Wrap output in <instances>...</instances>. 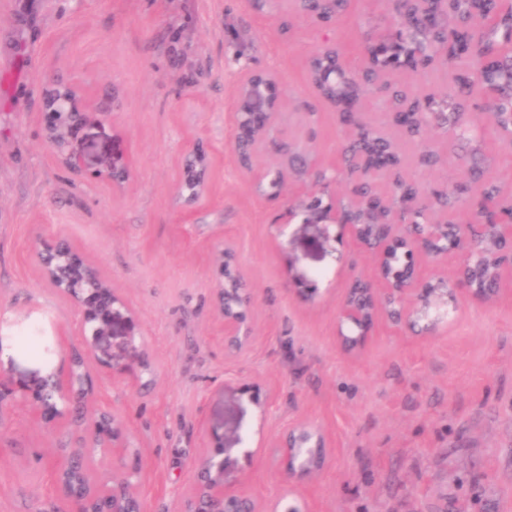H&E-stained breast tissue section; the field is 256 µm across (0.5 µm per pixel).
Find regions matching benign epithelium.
I'll use <instances>...</instances> for the list:
<instances>
[{
    "mask_svg": "<svg viewBox=\"0 0 512 512\" xmlns=\"http://www.w3.org/2000/svg\"><path fill=\"white\" fill-rule=\"evenodd\" d=\"M273 11H292L314 23L321 20L318 5L326 0H271ZM455 0H387L389 22L380 33L367 36L362 50L361 68L377 67L380 59H392L401 47L416 46L407 24V7H418L417 14L447 21L448 6ZM512 22V0H497L494 13L484 16V28L469 31L468 59L474 75L469 96L473 106L496 111V138L512 143V88L506 83H493L485 70L494 63L512 61V50L494 53L486 49L498 36L512 47V27L502 26L504 19ZM426 57L419 70L456 65L448 50V37H432L424 41ZM308 80L347 127V142L353 140V120L358 118L362 100L381 85L364 82L363 73L352 71L344 53L336 44L324 42L306 57ZM342 84H354L361 93L348 104L336 95ZM262 86L279 88L277 76L268 70L246 72L238 87L237 98L249 94L252 109L261 117V141L253 145L242 126V112L233 113V148L238 163L250 176L253 192L282 200L279 220H294L312 225L326 236L329 228L338 229L333 238H350L373 260L374 274L359 276L347 289L336 310L338 341L346 352L360 351L374 335L375 327L385 322L397 336L428 340L448 325L450 311L457 309L458 298L465 296L486 306L494 305L504 291L512 288V193L501 194L499 204L485 200L471 207V219L464 223H448V212L431 224H417L415 217L421 207L439 206L436 195L421 194L411 198L403 195L398 167L379 171L377 156L386 140L377 138L349 152L347 174L357 182L351 198L346 201L331 196L336 169L317 163L315 158L294 149L282 140L278 119L285 111L281 92L272 97L258 93ZM442 100L432 94L411 100L404 114L419 124H426L438 112ZM63 107L76 108L80 119L63 129L62 139L45 137L47 145L70 170H81V161L69 150L77 129L96 122L102 111L90 108L78 97L63 96ZM455 135L482 144L484 128L465 121L452 124ZM274 153L279 159L275 168L254 167L253 155ZM210 159L202 151H193L184 166V177L176 188L182 197L180 218L193 212L192 206L208 194ZM458 259L454 271H445L448 257ZM43 277L59 293L69 297L78 307L83 323L81 349L71 355L65 370L24 372L14 368L12 360L0 357V418L17 402L28 405L37 418L53 426L77 423L83 427V438L75 448H59L61 462L54 466V482L62 499L72 512H146L137 487L127 478L104 483L91 470L89 449L101 443L103 448L129 453L126 430L113 414L94 407V386L89 365L105 372L121 374L124 356L141 359L143 335L136 317L127 307L112 283L102 281L103 288L83 292L76 288L78 277H100L98 269L65 238H59L36 253ZM219 314L224 319V341L235 353L247 350L252 342L251 312L255 294L245 286L239 272L231 282L216 288ZM291 291L310 301L319 294L317 281L300 278ZM211 441L204 449L197 466L194 485L186 495L182 512H308L301 499L282 497L260 502L245 491L231 487L227 476V457L231 448L224 436V422L217 420L210 427ZM327 440L323 429L310 421L294 425L284 442L275 449L276 464L290 480L312 481L319 477L327 463Z\"/></svg>",
    "mask_w": 512,
    "mask_h": 512,
    "instance_id": "obj_1",
    "label": "benign epithelium"
}]
</instances>
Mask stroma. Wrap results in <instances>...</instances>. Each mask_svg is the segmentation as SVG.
<instances>
[{
  "label": "stroma",
  "mask_w": 512,
  "mask_h": 512,
  "mask_svg": "<svg viewBox=\"0 0 512 512\" xmlns=\"http://www.w3.org/2000/svg\"><path fill=\"white\" fill-rule=\"evenodd\" d=\"M384 0H349L329 28L295 15L260 16L247 0H0V351L22 371L64 362L61 335L81 343V315L51 288L36 248L68 239L135 313L148 369L94 371L95 404L124 422L139 453L135 477L147 512H181L197 464L223 420L243 442L230 481L261 501L306 499L311 512H512V296L486 307L460 298L436 338L409 342L377 328L357 353L336 336V305L355 276L371 274L356 245L336 250L314 227L274 226L277 200L253 194L236 159L232 113L246 70L276 72L292 141L338 164L346 129L307 80L322 40L358 61L366 30H382ZM79 84L107 114L80 129L67 170L44 140L50 77ZM451 135L403 139L408 175L422 191L457 197L466 165L415 160L444 153ZM210 158L209 192L181 224L175 188L187 157ZM126 168L119 185L99 178ZM231 245L256 295L250 349L230 354L216 288L219 244ZM316 278L311 302L289 292ZM32 339L18 345L20 336ZM259 388L265 408L247 387ZM319 424L327 465L296 484L273 447L298 422ZM71 428L34 420L27 405L0 419V512H62L53 449Z\"/></svg>",
  "instance_id": "1"
}]
</instances>
